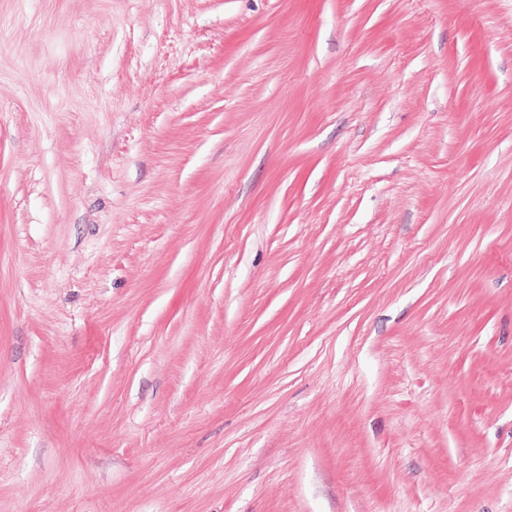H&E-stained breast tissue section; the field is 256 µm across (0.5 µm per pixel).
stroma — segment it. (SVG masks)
<instances>
[{
    "label": "stroma",
    "mask_w": 512,
    "mask_h": 512,
    "mask_svg": "<svg viewBox=\"0 0 512 512\" xmlns=\"http://www.w3.org/2000/svg\"><path fill=\"white\" fill-rule=\"evenodd\" d=\"M0 512H512V0H0Z\"/></svg>",
    "instance_id": "35a3bbf8"
}]
</instances>
